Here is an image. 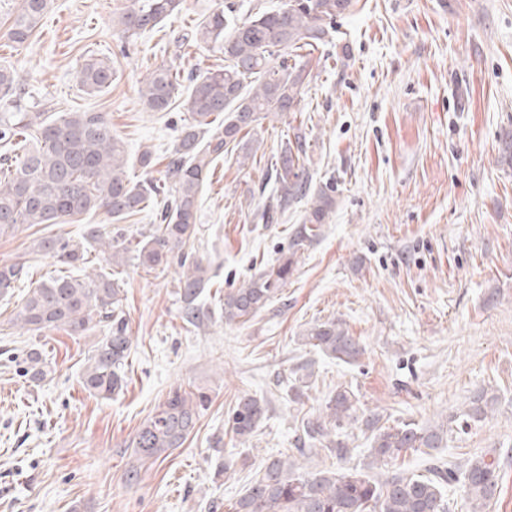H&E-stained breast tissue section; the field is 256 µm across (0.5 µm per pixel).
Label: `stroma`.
<instances>
[{
    "label": "stroma",
    "mask_w": 512,
    "mask_h": 512,
    "mask_svg": "<svg viewBox=\"0 0 512 512\" xmlns=\"http://www.w3.org/2000/svg\"><path fill=\"white\" fill-rule=\"evenodd\" d=\"M219 2L184 0L180 13L128 42L112 26L127 0H53L30 46L0 38V66L25 78L28 101L106 113L131 158L152 154L151 169L134 163L129 175L157 178L189 114L146 111L139 90L163 64L187 75L223 63L216 49L181 40ZM90 54L117 71L95 96L78 78ZM301 62L311 71L301 114L263 120L252 133L255 157L237 148L213 163L187 247L225 292L288 252L304 203L270 224L259 215L276 194L267 164L289 127L299 128L311 185L333 181L336 206L249 321L225 324L209 292L203 325H187L177 263L148 273L134 257L115 265L93 253V267L123 291L132 336L124 388L95 396L81 375L99 334L32 332L14 320L29 288L58 271L34 241H80L83 224L0 234V263L24 256L31 265L30 280L0 300V512H233L262 463L294 455L301 421L342 388L381 425L422 427L494 390V412L468 434L432 457L403 453L392 469L422 474L436 457L461 465L500 449L504 479L492 512H512V164L502 151L512 132V0H357L331 41ZM331 320L364 346L356 363L301 343L306 329ZM31 348L52 366L38 383L20 373ZM305 365L310 383L292 397ZM176 387L210 401L183 447L137 461L130 438ZM246 393L263 397L268 412L243 444L229 416ZM134 464L141 480L131 487L125 472ZM223 465L227 474L216 477Z\"/></svg>",
    "instance_id": "obj_1"
}]
</instances>
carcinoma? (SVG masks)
<instances>
[{"label":"carcinoma","instance_id":"1","mask_svg":"<svg viewBox=\"0 0 512 512\" xmlns=\"http://www.w3.org/2000/svg\"><path fill=\"white\" fill-rule=\"evenodd\" d=\"M51 2L19 0L3 36L18 47L29 44ZM182 2L129 0L113 17V26L124 39H133L178 13ZM355 2L285 0L279 9L259 10L243 22L233 6L219 5L191 33V39L218 48L224 53V65L188 77L185 107L191 120L181 126L161 176L143 181L129 177L124 144L112 135L105 113L63 112L53 119L45 111H31L22 103L25 90L16 71L0 66V234L23 224L77 221L99 210L115 222L151 210L160 223L136 242L120 228L106 232L97 224H87L85 244L46 236L37 239V252L76 267L86 264L87 246L94 243L114 264L134 252L138 265L148 272L175 259L184 268L179 280L182 320L200 326L206 314L198 300L213 282L207 267L189 259L185 248L198 232L199 199L211 165L240 144L241 133L262 120L299 111L310 71L288 63V57L327 43L336 20L351 13ZM114 76L112 62L106 58H87L79 71L80 84L89 95L109 88ZM181 91L180 73L160 66L144 80L140 100L150 112H169ZM306 163L305 138L295 133L266 172L274 177L277 197L276 204L267 205L260 214V220L269 224L277 211L310 200L294 242L297 247L316 236L336 205L332 184L310 189ZM293 264V256L283 255L245 286L225 293L224 322H245L266 308L287 282ZM29 268L26 261L1 263L0 297L12 295L16 285L28 278ZM120 293L106 274L50 277L29 289L15 320L28 331L64 329L72 336L104 330L81 381L88 392L110 398L126 382L125 364L132 346ZM301 342L347 364L362 354L359 344L335 322L311 326ZM24 362V375L30 381L46 379L47 362L41 351H27ZM496 402L497 396L482 389L464 410L433 428L413 423L383 427L377 418L368 417L365 424L373 437L369 462L362 468L305 472L288 458H269L236 501L234 512H449L448 488L456 485L469 504L468 512H490L503 481L502 454L495 449L473 456L462 466L434 464L428 476L394 473L380 483L370 471L387 467L409 450L428 454L446 447L453 434L483 421ZM207 403L208 397L201 392L193 394L180 387L169 391L128 447L142 461L157 460L182 447ZM358 403L353 391H336L322 415L302 424L309 447L297 452L310 456L321 446L337 460L347 459L350 449L343 429L355 420ZM266 411L264 399L243 395L229 417L237 439L245 442L252 437Z\"/></svg>","mask_w":512,"mask_h":512}]
</instances>
